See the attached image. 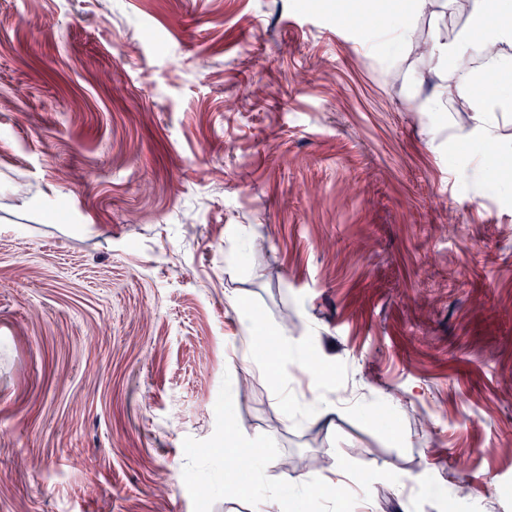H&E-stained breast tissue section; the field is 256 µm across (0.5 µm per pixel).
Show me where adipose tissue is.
<instances>
[{"instance_id":"obj_1","label":"adipose tissue","mask_w":512,"mask_h":512,"mask_svg":"<svg viewBox=\"0 0 512 512\" xmlns=\"http://www.w3.org/2000/svg\"><path fill=\"white\" fill-rule=\"evenodd\" d=\"M408 14L445 15L447 10L463 12L465 25L455 33L435 30L427 40L428 50L422 58L436 83L423 101L428 112H440L449 102L463 97L481 83L488 72L502 76L498 89L481 101L470 104V125L464 134H449V142L457 139L478 143L483 151L477 161L480 169L492 166V159L503 156L500 126L512 116V0H403ZM471 56L473 68L462 70L458 58Z\"/></svg>"}]
</instances>
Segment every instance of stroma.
I'll use <instances>...</instances> for the list:
<instances>
[{
  "label": "stroma",
  "mask_w": 512,
  "mask_h": 512,
  "mask_svg": "<svg viewBox=\"0 0 512 512\" xmlns=\"http://www.w3.org/2000/svg\"><path fill=\"white\" fill-rule=\"evenodd\" d=\"M348 8L0 0V512H512V196Z\"/></svg>",
  "instance_id": "obj_1"
}]
</instances>
